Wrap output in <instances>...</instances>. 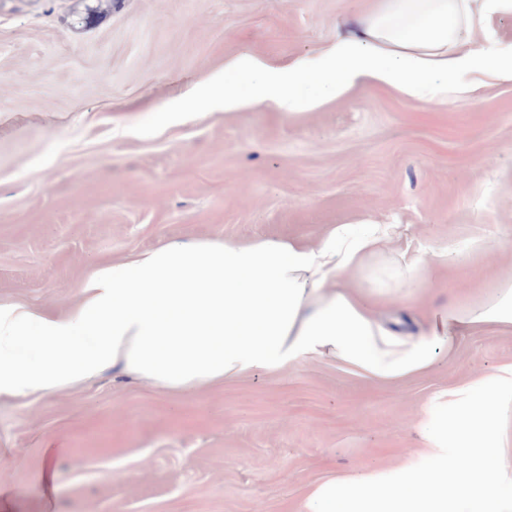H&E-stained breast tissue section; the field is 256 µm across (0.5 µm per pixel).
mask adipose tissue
I'll list each match as a JSON object with an SVG mask.
<instances>
[{"instance_id": "ef3b65f1", "label": "adipose tissue", "mask_w": 512, "mask_h": 512, "mask_svg": "<svg viewBox=\"0 0 512 512\" xmlns=\"http://www.w3.org/2000/svg\"><path fill=\"white\" fill-rule=\"evenodd\" d=\"M512 0H378L336 24L309 58L279 67L249 54L162 104L171 122L194 110L274 106L287 118L360 87L406 98H464L512 83V43L471 48L476 18ZM388 227L330 226L318 245L256 238L169 240L97 266L63 315L0 301V400L51 397L112 370L186 395L254 371L332 359L379 380L427 369L441 347L477 331L512 333V281L488 285L436 312L425 337L402 342L378 319L392 289L452 259L446 250L400 253L396 270L375 263ZM363 280L354 289L350 278ZM512 411V363L435 393L420 431L424 469L410 463L313 484L297 512H512V473L481 474L501 446Z\"/></svg>"}]
</instances>
